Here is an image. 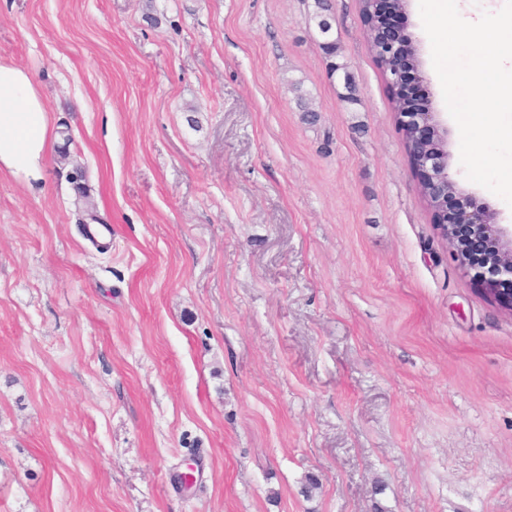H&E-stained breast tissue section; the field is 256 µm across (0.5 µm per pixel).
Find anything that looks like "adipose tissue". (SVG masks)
I'll return each mask as SVG.
<instances>
[{"instance_id":"obj_1","label":"adipose tissue","mask_w":512,"mask_h":512,"mask_svg":"<svg viewBox=\"0 0 512 512\" xmlns=\"http://www.w3.org/2000/svg\"><path fill=\"white\" fill-rule=\"evenodd\" d=\"M49 135L48 110L28 72L0 64V171L35 186Z\"/></svg>"}]
</instances>
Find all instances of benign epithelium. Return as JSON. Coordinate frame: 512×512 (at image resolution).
Masks as SVG:
<instances>
[{
    "mask_svg": "<svg viewBox=\"0 0 512 512\" xmlns=\"http://www.w3.org/2000/svg\"><path fill=\"white\" fill-rule=\"evenodd\" d=\"M377 20L363 21L366 39L376 44L374 56L383 71L408 160L420 193L427 201L432 223L459 263L480 287V292L512 312V225L498 223V212L477 202L449 174L452 154L448 127L432 106L420 48L398 24L412 0H372Z\"/></svg>",
    "mask_w": 512,
    "mask_h": 512,
    "instance_id": "1",
    "label": "benign epithelium"
}]
</instances>
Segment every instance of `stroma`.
<instances>
[{"label": "stroma", "instance_id": "1", "mask_svg": "<svg viewBox=\"0 0 512 512\" xmlns=\"http://www.w3.org/2000/svg\"><path fill=\"white\" fill-rule=\"evenodd\" d=\"M0 63L53 128L38 188L0 173V512H512V313L431 222L358 0H0Z\"/></svg>", "mask_w": 512, "mask_h": 512}]
</instances>
